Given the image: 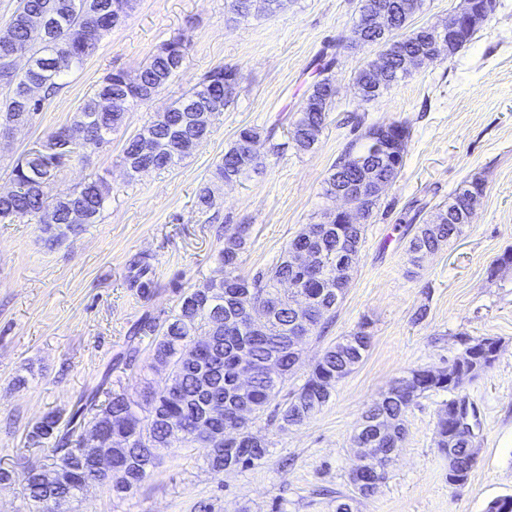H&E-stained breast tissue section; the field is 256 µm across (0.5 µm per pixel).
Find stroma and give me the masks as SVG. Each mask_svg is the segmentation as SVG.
Returning <instances> with one entry per match:
<instances>
[{"label": "stroma", "mask_w": 512, "mask_h": 512, "mask_svg": "<svg viewBox=\"0 0 512 512\" xmlns=\"http://www.w3.org/2000/svg\"><path fill=\"white\" fill-rule=\"evenodd\" d=\"M358 4L291 0L278 14L230 22L225 0H136L42 112L0 144L6 190L12 162L71 124L108 72L135 71L165 40L188 38L180 72L157 98L129 110L109 144L56 178L59 189L94 173L110 180L112 197L99 223H0V466L20 474L46 464V451L28 447L27 433L47 413L68 417L84 391L99 388L104 401L116 380L132 390L147 377L162 383L141 368L117 366L132 325L144 313L174 310L177 288L217 276L224 235L236 225L251 227L240 274L274 266L303 225L334 207L325 181L359 129L403 122L411 129L405 164L366 226L351 286L324 337L307 339L277 397L285 402L325 348L368 324L370 350L329 402L286 430L264 416L255 420L254 432L269 443L258 466L217 473L204 449L172 448L133 494L118 498L95 487L71 512H335L321 491L352 494V438L366 406L409 370L448 366L464 336L500 339L495 364L459 389L415 401L384 482L357 510L484 512L489 500L512 496V265L497 263L512 251V0H496L457 54L414 70L370 103L353 87L371 54L351 44ZM322 56L334 60L336 101L318 142L300 151L288 130ZM220 64L238 68L241 80L207 142L176 166L128 177L121 166L126 140ZM246 126L274 131L283 150L266 156L259 172L220 186L210 210L215 220L206 222L196 207L198 189ZM475 177L486 190L473 223L411 265L405 249L420 220ZM139 254L155 269L147 300L126 281L127 265ZM456 398L466 399L480 422L476 463L461 486L449 485L448 461L434 443L437 412Z\"/></svg>", "instance_id": "35a3bbf8"}]
</instances>
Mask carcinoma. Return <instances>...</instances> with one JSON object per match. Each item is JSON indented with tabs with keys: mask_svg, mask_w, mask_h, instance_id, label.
<instances>
[{
	"mask_svg": "<svg viewBox=\"0 0 512 512\" xmlns=\"http://www.w3.org/2000/svg\"><path fill=\"white\" fill-rule=\"evenodd\" d=\"M421 6L422 0H360L357 26L368 24L371 13L382 7L397 11L400 22L405 24ZM133 7V0H19L8 19L14 41L8 47L0 45V60L17 52L38 62L39 70L30 72L29 79L44 84L42 95L47 100L63 88V78L68 73L95 54L103 36ZM35 13L55 17L49 33L35 32L24 24V17ZM431 39L433 36L423 27L410 36L394 34L386 43L388 79L381 83L375 80L379 67L373 58L358 70L354 84L362 98L376 101L411 75L404 66L405 58L419 52ZM188 49L189 42L184 37H174L164 41L140 69L115 70L105 75L77 114L84 122L81 141L64 140L60 127L46 136L41 149L30 150L15 160L11 175L21 190L0 197V221L45 224L51 216L55 224H69L72 212L78 210L86 214L87 223H97L112 195L106 177L88 176L66 192H52L51 184L61 170L85 161L88 153L108 142L107 136L123 126L126 113L112 110V95L129 97L131 108L147 103L149 95L162 90L181 69ZM239 80L237 69L217 65L169 106L163 120L147 122L124 146L122 163L128 176L133 178L143 169H168L202 145L212 133L213 119L234 100L235 83ZM0 84L8 88L7 95L0 100V130L19 117L28 122L42 110L41 102L33 106L27 103L24 77L0 74ZM335 96L331 78L326 76L311 84L290 131L298 148L308 150L318 142ZM368 134L366 130L350 142L336 160L325 180V196L332 197L337 190L356 181L369 186L382 178L397 179L405 155L368 156ZM260 141L261 135L255 128L240 129L216 166L214 178L221 182L237 180L258 170L263 159L256 157L253 147ZM479 182L477 177L464 182L448 195L439 222L429 221L417 228L406 249L410 263L418 262L424 252L438 251L472 223L479 203L474 198L475 184ZM250 233L251 225L239 224L237 235L224 240L218 254L220 277L179 292L176 308L166 318L146 314L134 328V335L151 337L147 369L164 374L175 393L146 381L133 395L124 387L113 391L105 405L98 404L94 396L86 398L64 424L60 415L49 412L34 427L29 443L34 447L46 441L51 444L49 466L66 475L79 468L82 474L77 482L65 479L54 487H46L39 481L37 470L25 472L23 480L38 512H65L64 505L95 485H107L117 497L130 494L153 476L162 450L177 445L195 444L206 449L208 464L215 472L250 468L266 458L268 442L252 430V423H244L235 438L226 439L224 424L203 417L205 406L220 399L228 414L244 405L258 414L275 399L296 366L291 335L300 320L283 284L293 280L299 283L300 291L309 294L316 313L301 330L309 337L322 336L338 309L336 256L343 254L352 265H357L365 225L353 226L326 212L320 223L306 225L288 243L271 269L246 278L238 269ZM296 246H306L318 255L317 273L310 279H301L291 265L289 254ZM127 280L142 298H149L153 282L149 261L142 256L133 261ZM248 296L274 306L263 331L250 329L244 310ZM364 328L366 325H360L325 349L302 387L279 410L280 429L305 422L328 403L336 382L349 375L369 351L372 336L364 334ZM195 336L211 337L200 363L183 357ZM462 344L470 348L469 354L474 357L501 346L494 337L468 338ZM271 356L276 357L281 367V372L274 376L262 369L263 362ZM246 365L253 366L256 373L250 392L243 397L238 393L237 380ZM408 374L411 391L393 390L369 405L364 412L366 421L353 438L358 448L379 449L378 465L382 468L391 459V449L400 447L404 440L405 415L414 401L429 391L448 389V381L435 377L426 368L412 369ZM457 404L458 401L451 400L439 409L434 435L436 448L448 455V481L460 485L468 481L474 463L468 440L461 439L454 447H448ZM121 421L127 424L129 440L126 447L113 449L115 475L97 478L83 468L89 449L82 446V430L98 426L110 431Z\"/></svg>",
	"mask_w": 512,
	"mask_h": 512,
	"instance_id": "obj_1",
	"label": "carcinoma"
}]
</instances>
